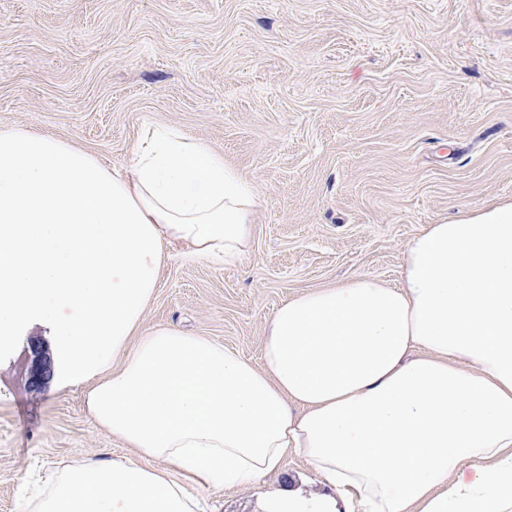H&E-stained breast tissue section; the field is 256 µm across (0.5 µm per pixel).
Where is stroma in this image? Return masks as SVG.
Here are the masks:
<instances>
[{
	"label": "stroma",
	"instance_id": "obj_1",
	"mask_svg": "<svg viewBox=\"0 0 512 512\" xmlns=\"http://www.w3.org/2000/svg\"><path fill=\"white\" fill-rule=\"evenodd\" d=\"M175 128L258 190L239 260L171 249L142 326L259 361L289 298L359 275L395 282L426 225L512 201V0H0V129L110 166ZM0 345V512L34 473L129 455L83 388H33L30 343ZM206 512L256 492L196 486Z\"/></svg>",
	"mask_w": 512,
	"mask_h": 512
}]
</instances>
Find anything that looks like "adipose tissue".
<instances>
[{
	"mask_svg": "<svg viewBox=\"0 0 512 512\" xmlns=\"http://www.w3.org/2000/svg\"><path fill=\"white\" fill-rule=\"evenodd\" d=\"M258 192L158 126L118 170L0 129V337L52 326L57 389L132 448L53 472L25 512H197L192 484L260 512H512V203L430 224L397 283L358 276L278 307L260 363L143 329L171 245L239 259ZM301 455L323 489L262 490Z\"/></svg>",
	"mask_w": 512,
	"mask_h": 512,
	"instance_id": "ef3b65f1",
	"label": "adipose tissue"
}]
</instances>
